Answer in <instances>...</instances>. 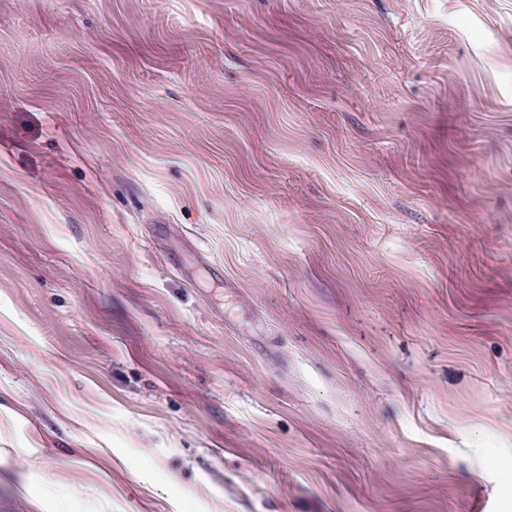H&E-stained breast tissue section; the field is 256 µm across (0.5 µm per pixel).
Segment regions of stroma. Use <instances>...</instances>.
<instances>
[{
    "instance_id": "obj_1",
    "label": "stroma",
    "mask_w": 512,
    "mask_h": 512,
    "mask_svg": "<svg viewBox=\"0 0 512 512\" xmlns=\"http://www.w3.org/2000/svg\"><path fill=\"white\" fill-rule=\"evenodd\" d=\"M512 512V0H0V512Z\"/></svg>"
}]
</instances>
